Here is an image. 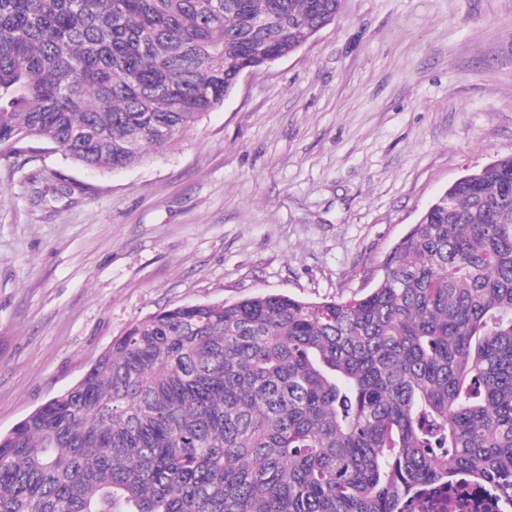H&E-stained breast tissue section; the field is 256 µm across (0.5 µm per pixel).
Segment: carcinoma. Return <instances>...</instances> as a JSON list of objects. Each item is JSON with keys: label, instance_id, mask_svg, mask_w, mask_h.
Returning <instances> with one entry per match:
<instances>
[{"label": "carcinoma", "instance_id": "carcinoma-1", "mask_svg": "<svg viewBox=\"0 0 512 512\" xmlns=\"http://www.w3.org/2000/svg\"><path fill=\"white\" fill-rule=\"evenodd\" d=\"M342 0H0V152L140 164ZM512 156L424 209L361 296L133 325L0 433V512H399L461 471L512 501Z\"/></svg>", "mask_w": 512, "mask_h": 512}]
</instances>
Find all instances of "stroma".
<instances>
[{
    "label": "stroma",
    "instance_id": "35a3bbf8",
    "mask_svg": "<svg viewBox=\"0 0 512 512\" xmlns=\"http://www.w3.org/2000/svg\"><path fill=\"white\" fill-rule=\"evenodd\" d=\"M509 155L512 0H343L141 165L0 156V432L152 313L364 294L430 202Z\"/></svg>",
    "mask_w": 512,
    "mask_h": 512
}]
</instances>
